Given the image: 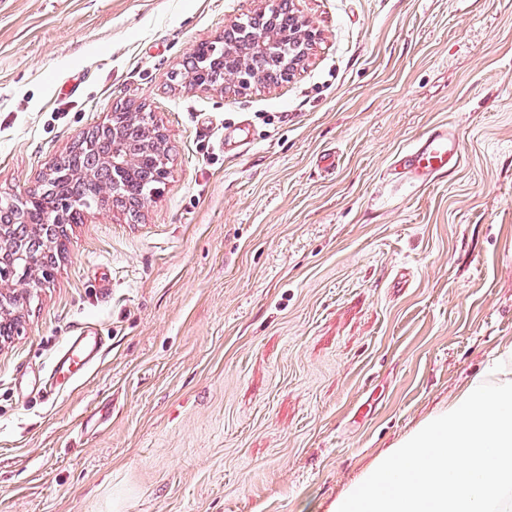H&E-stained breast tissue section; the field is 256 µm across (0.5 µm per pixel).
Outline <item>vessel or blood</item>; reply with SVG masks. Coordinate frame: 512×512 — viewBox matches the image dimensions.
Returning a JSON list of instances; mask_svg holds the SVG:
<instances>
[{"mask_svg": "<svg viewBox=\"0 0 512 512\" xmlns=\"http://www.w3.org/2000/svg\"><path fill=\"white\" fill-rule=\"evenodd\" d=\"M464 162L456 125L438 124L417 137L405 149L395 154L388 167L392 183L422 188L444 174L457 172ZM107 347L104 339L90 330L80 329L69 337L63 348L61 371L77 376L90 369L103 356Z\"/></svg>", "mask_w": 512, "mask_h": 512, "instance_id": "vessel-or-blood-1", "label": "vessel or blood"}]
</instances>
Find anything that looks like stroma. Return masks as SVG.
I'll return each instance as SVG.
<instances>
[{"mask_svg":"<svg viewBox=\"0 0 512 512\" xmlns=\"http://www.w3.org/2000/svg\"><path fill=\"white\" fill-rule=\"evenodd\" d=\"M264 5L0 0V199L121 106L168 158L137 215L68 226L15 309L0 512H328L512 345V0H291L317 37L290 79L172 80ZM441 122L463 167L392 185ZM82 326L102 360L22 400Z\"/></svg>","mask_w":512,"mask_h":512,"instance_id":"35a3bbf8","label":"stroma"}]
</instances>
